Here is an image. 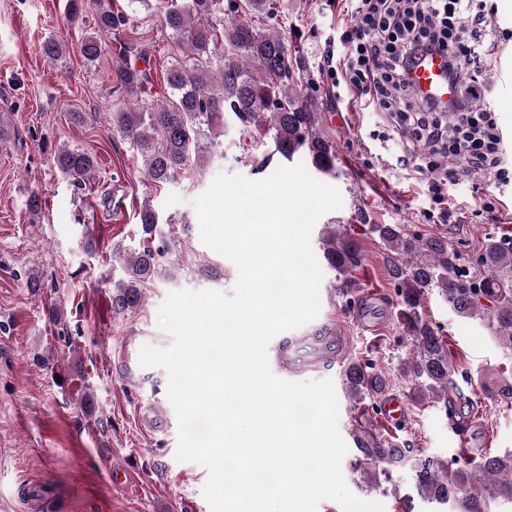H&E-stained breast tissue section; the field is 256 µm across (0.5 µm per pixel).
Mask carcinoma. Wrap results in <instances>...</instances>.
Listing matches in <instances>:
<instances>
[{
  "label": "carcinoma",
  "instance_id": "obj_1",
  "mask_svg": "<svg viewBox=\"0 0 512 512\" xmlns=\"http://www.w3.org/2000/svg\"><path fill=\"white\" fill-rule=\"evenodd\" d=\"M94 11L97 36L80 47L89 62L107 53L104 36L125 27L127 15L110 0H69L76 19ZM288 11V0H180L163 13V25L177 57L166 73V96L149 100L151 73L125 60L116 65V77L130 101L112 111V133L128 141L147 180L174 183L190 160L207 159L230 120L242 129L271 140L274 152L290 160L305 156L323 174L336 172V145L319 125L315 95L298 85L300 64H291L284 37L262 27ZM58 170L77 188L97 166L84 149H60ZM143 239L131 252L116 259L124 276L112 285V310L131 312L143 301V288L164 270L173 239L158 229L159 215L148 204L139 212ZM385 246L388 271L396 286L400 315L408 336L400 371L419 398L458 417L455 430L475 422L472 413L458 410L468 402L454 375L458 365L448 352L439 328L424 321L420 309L428 294L437 291L458 315L478 318L512 353V244L491 240L479 263L458 265L456 252L445 236H422L404 224H372ZM323 259L334 272L336 293H351L352 275L361 266L357 244L334 226L322 237ZM342 389L353 406L354 442L349 466L362 477L366 491L387 492L392 472L406 464L414 472L420 498L438 505L455 504V512H482L489 499L512 502V451L503 454L478 448L463 450L445 461L410 458L411 449L375 432L366 408L374 406L387 389L376 364L357 359L341 375Z\"/></svg>",
  "mask_w": 512,
  "mask_h": 512
}]
</instances>
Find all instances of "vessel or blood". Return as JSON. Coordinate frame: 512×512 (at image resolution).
<instances>
[{
  "label": "vessel or blood",
  "mask_w": 512,
  "mask_h": 512,
  "mask_svg": "<svg viewBox=\"0 0 512 512\" xmlns=\"http://www.w3.org/2000/svg\"><path fill=\"white\" fill-rule=\"evenodd\" d=\"M416 92L425 98L445 102L457 94L455 87L448 82L445 61L433 55L424 59L412 74ZM349 342L343 329H329L324 335L314 338L298 337L294 346L288 349H274L272 361L284 374H294L312 369L327 359H344ZM407 415V407L402 399L386 398L378 407L377 416L381 422L392 425L399 423Z\"/></svg>",
  "instance_id": "obj_1"
}]
</instances>
